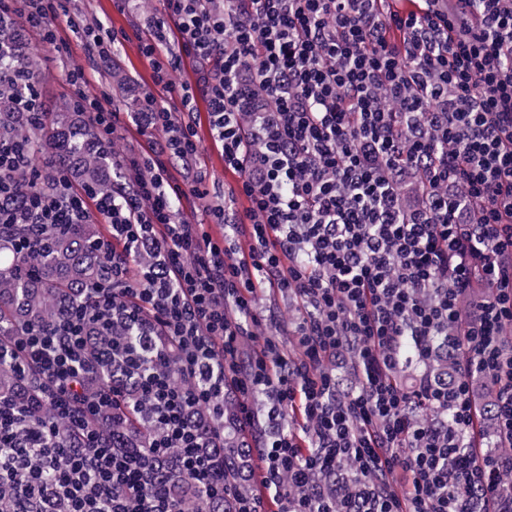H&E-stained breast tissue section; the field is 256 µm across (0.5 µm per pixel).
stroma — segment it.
<instances>
[{"mask_svg": "<svg viewBox=\"0 0 512 512\" xmlns=\"http://www.w3.org/2000/svg\"><path fill=\"white\" fill-rule=\"evenodd\" d=\"M157 6V0H132L129 9L121 12L114 7L113 0H69V9L83 24H100L107 30L126 31V39L109 46L111 60L106 66L93 60L80 35L71 30H60V45L51 50L43 49L35 37L25 36V45L37 62V89L46 111H53L60 102L72 100L73 92L64 78L76 65L85 69L87 90L101 89L109 95L110 109L135 111L140 90L154 87L150 66L139 53L135 17ZM198 135L202 143L200 163L208 173L206 187L210 200L214 201L236 184L238 176L225 169L222 150L211 141L207 124H200Z\"/></svg>", "mask_w": 512, "mask_h": 512, "instance_id": "1", "label": "stroma"}]
</instances>
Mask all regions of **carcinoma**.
<instances>
[{
  "mask_svg": "<svg viewBox=\"0 0 512 512\" xmlns=\"http://www.w3.org/2000/svg\"><path fill=\"white\" fill-rule=\"evenodd\" d=\"M15 67L0 79V138L26 140L37 154L49 155L70 176L91 189L112 191V150L94 148L96 133L75 104H65L35 123L31 112L19 107L36 84L34 63L23 51L20 30L9 15H0V69ZM23 233L21 224L0 225V335L18 336L31 323L53 326L71 306L85 301L87 289L102 275L103 259L92 251L96 224H74L49 231V245L27 257L15 256L14 245ZM448 347L435 342L429 372L448 380ZM30 386L0 361V393L24 398ZM217 471L241 477L250 466L242 453L235 427V404L224 400V449L214 455ZM166 485L178 492L188 477L174 459L164 464Z\"/></svg>",
  "mask_w": 512,
  "mask_h": 512,
  "instance_id": "carcinoma-1",
  "label": "carcinoma"
}]
</instances>
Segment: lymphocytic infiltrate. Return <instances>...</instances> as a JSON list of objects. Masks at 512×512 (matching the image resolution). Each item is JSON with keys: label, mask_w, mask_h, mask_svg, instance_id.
<instances>
[{"label": "lymphocytic infiltrate", "mask_w": 512, "mask_h": 512, "mask_svg": "<svg viewBox=\"0 0 512 512\" xmlns=\"http://www.w3.org/2000/svg\"><path fill=\"white\" fill-rule=\"evenodd\" d=\"M161 2L140 20L139 50L182 110L139 95L128 120L148 138L140 152L114 151L118 113L83 92V68L66 73L113 151L111 193L74 187L62 170L38 188L30 147L0 141V224L27 228L17 252L53 224L98 215L108 226L93 242L107 265L88 301L52 327L0 336L49 413L34 424L0 399V484L14 490L0 512H185L159 462L178 449L194 483L223 492L190 415L223 418L228 396L242 430L274 425L254 450L278 512H512L500 481L512 454L488 456L471 438L480 374L512 444V6L466 0L461 30L436 0L402 14L384 0ZM0 12L51 46L65 19L109 58L98 29H81L63 0H0ZM174 35L176 56L163 50ZM184 56L196 79L179 85L171 74ZM201 100L224 167L239 176L212 204L197 165ZM191 198L222 238L183 219ZM271 289L293 297L296 322L261 305ZM89 322L135 331L112 344L119 376L97 374L87 357ZM269 324L295 337L294 354L263 333ZM435 336L458 352L453 379L423 375L403 389L406 358L423 363ZM348 354L357 385L344 393L334 365ZM259 394L270 400L263 419ZM136 403L158 434L132 449L124 416ZM432 409L452 426L423 419ZM287 412L299 429L281 426ZM104 415L111 431L95 427ZM349 461L355 495L312 487L313 471Z\"/></svg>", "instance_id": "obj_1"}]
</instances>
